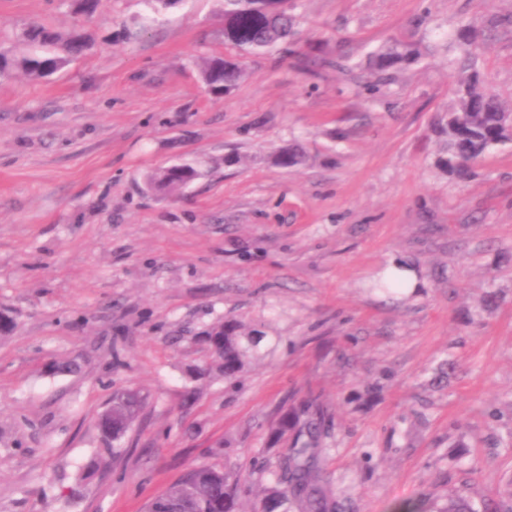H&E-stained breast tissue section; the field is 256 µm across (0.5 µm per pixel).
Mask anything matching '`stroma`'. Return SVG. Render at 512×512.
Here are the masks:
<instances>
[{"label": "stroma", "instance_id": "35a3bbf8", "mask_svg": "<svg viewBox=\"0 0 512 512\" xmlns=\"http://www.w3.org/2000/svg\"><path fill=\"white\" fill-rule=\"evenodd\" d=\"M290 2L295 42L246 55L222 0H179L129 43L143 6L108 0L91 53L0 79V512H145L203 464L241 474L249 510L270 480L255 461L290 446L272 421L311 399L346 512L480 508L512 483V141L460 177L432 166L464 26L512 105V0ZM34 21L74 17L0 0V46L24 52ZM396 41L419 54L377 83L369 58ZM210 55L246 71L220 97ZM291 145L305 160L285 169ZM176 162L199 177L149 192ZM395 257L416 291L379 289ZM227 317L263 334L235 385L197 373ZM126 387L148 396L130 452L80 480Z\"/></svg>", "mask_w": 512, "mask_h": 512}]
</instances>
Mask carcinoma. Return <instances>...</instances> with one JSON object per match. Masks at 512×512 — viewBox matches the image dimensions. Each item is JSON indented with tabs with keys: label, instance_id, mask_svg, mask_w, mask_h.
I'll return each mask as SVG.
<instances>
[{
	"label": "carcinoma",
	"instance_id": "cac0c4a2",
	"mask_svg": "<svg viewBox=\"0 0 512 512\" xmlns=\"http://www.w3.org/2000/svg\"><path fill=\"white\" fill-rule=\"evenodd\" d=\"M74 11L90 17L104 0H68ZM177 0H142L144 13L140 26L158 21L163 10ZM226 33L236 45L253 52H264L287 40L293 33L295 17L285 7L267 12L255 0H224ZM26 52L17 56L0 48V79L21 72L31 80L47 78L88 53L94 39L82 28L68 32L41 22H33L22 32ZM417 54L415 49L400 50L394 43L375 52L371 65L385 80L391 71ZM201 77L211 93L220 95L235 86L241 76L240 65L221 56L202 59ZM512 110L504 108L484 85L470 63L459 66L454 99L441 119L434 166L444 174L462 176L493 146L512 139L508 121ZM197 176L190 165L162 168L147 176L152 191L178 194ZM206 337L224 344V349L209 363L206 371L216 370L225 381H238L257 354L261 337L241 321L226 319L206 331ZM147 404V396L137 389H121L112 403L98 416L100 451L114 458L125 451V437ZM313 402L289 409L273 422L271 436L281 439L293 434L292 448L282 456L273 471V485L264 489L252 512H341L332 494L329 477L319 465L323 438L328 434L327 419ZM246 493L240 478L221 469L200 466L190 469L162 495L153 499L147 512H241L240 499Z\"/></svg>",
	"mask_w": 512,
	"mask_h": 512
}]
</instances>
